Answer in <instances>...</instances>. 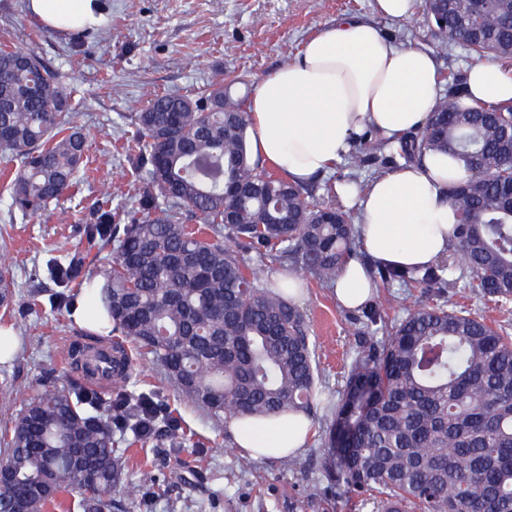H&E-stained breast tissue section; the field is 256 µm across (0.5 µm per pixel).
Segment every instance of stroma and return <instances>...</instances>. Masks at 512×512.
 Here are the masks:
<instances>
[{"instance_id": "1", "label": "stroma", "mask_w": 512, "mask_h": 512, "mask_svg": "<svg viewBox=\"0 0 512 512\" xmlns=\"http://www.w3.org/2000/svg\"><path fill=\"white\" fill-rule=\"evenodd\" d=\"M102 23L86 35L47 29L30 15L26 0H0V45L30 50L71 92L77 122L89 136L83 166L69 194L50 204L46 218L12 204L9 174H0V237L7 243L0 263L10 264L16 283L13 312L0 316L21 340L15 358L0 362V382L15 381V400H0V430L40 388L63 386L73 378L60 360V341L85 330L73 323L60 292L47 275L52 259L82 249L84 229L98 205L134 214L136 179L120 145L131 136L133 113L155 96L193 100L216 83L249 103L254 85L294 59L306 40L345 16L375 17V0H106ZM381 30L405 45L434 52L441 72L465 74L472 60L458 44L441 38L424 8L405 20H379ZM392 162L358 169L340 162L312 182L315 196L326 186L368 184ZM298 306L322 347L321 396L312 417L314 435L299 457L303 468L266 463L235 447L228 423L216 420L175 391L156 362L131 353L126 379L109 383L104 397L138 400L151 395L176 418L184 440L135 442L128 429H115L125 451V478L153 470L150 492L116 494L118 512H366L354 494L331 490L324 478V437L336 411L337 392L358 351L357 331L365 313L341 308L331 288L302 282Z\"/></svg>"}]
</instances>
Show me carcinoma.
I'll list each match as a JSON object with an SVG mask.
<instances>
[{
	"instance_id": "1",
	"label": "carcinoma",
	"mask_w": 512,
	"mask_h": 512,
	"mask_svg": "<svg viewBox=\"0 0 512 512\" xmlns=\"http://www.w3.org/2000/svg\"><path fill=\"white\" fill-rule=\"evenodd\" d=\"M448 34L473 58L512 62V0H486L475 16L469 0H432ZM0 155L18 163L13 204L40 215L67 193L86 138L68 109L71 94L29 52L0 49ZM448 93L420 135L384 150L410 163L427 151L479 171L453 184L456 226L448 264L417 272L381 269L383 301L359 328L351 364L325 440L330 485L361 497L372 512H512V336L453 302L420 303L385 327L396 283L441 297L467 295L512 312V102L473 103L447 78ZM128 162L138 173V212L126 221L102 209L87 225L84 251L50 264L58 285L88 293L83 269L92 250L113 241L116 255L102 287L112 333L163 367L169 384L218 419L311 412L319 379L318 348L305 313L262 287L266 261L333 286L354 245L352 216L309 198L248 158L247 113L217 83L200 100L165 94L135 113ZM15 282L0 266V308L9 311ZM124 378L114 360L97 371ZM170 416L151 418L144 404L103 406L71 386L27 400L0 444L9 464L0 512H46L63 493L82 512H112L125 460L113 428L138 441L157 439Z\"/></svg>"
}]
</instances>
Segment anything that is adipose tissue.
Listing matches in <instances>:
<instances>
[{
    "label": "adipose tissue",
    "mask_w": 512,
    "mask_h": 512,
    "mask_svg": "<svg viewBox=\"0 0 512 512\" xmlns=\"http://www.w3.org/2000/svg\"><path fill=\"white\" fill-rule=\"evenodd\" d=\"M416 0H376V19L348 17L309 39L300 54L260 79L248 108V150L290 181L307 183L335 168L365 130L390 141L422 128L443 95L432 51L384 35L377 18L403 20ZM46 28L69 32L97 25L100 0H27ZM470 101L512 100V75L497 64L466 72ZM463 171L445 156L426 155L373 179L354 201L359 248L379 266L422 270L448 254L456 223L448 186ZM373 283L368 268L349 260L334 292L347 309L361 308ZM237 447L254 459L276 462L299 453L312 433L301 413L273 421L237 417L230 423Z\"/></svg>",
    "instance_id": "adipose-tissue-1"
}]
</instances>
